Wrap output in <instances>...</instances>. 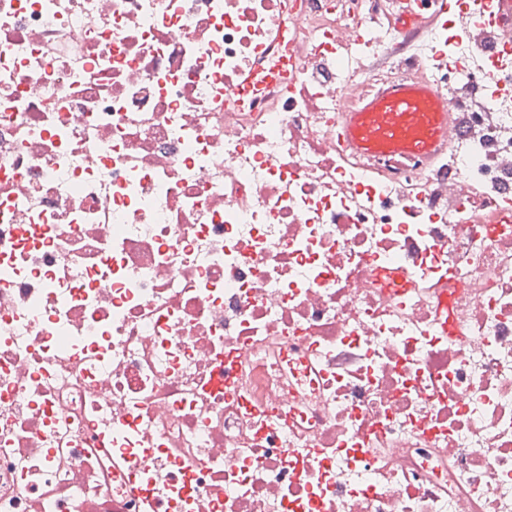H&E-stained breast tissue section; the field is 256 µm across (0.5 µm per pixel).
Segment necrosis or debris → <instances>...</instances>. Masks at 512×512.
<instances>
[{
    "label": "necrosis or debris",
    "mask_w": 512,
    "mask_h": 512,
    "mask_svg": "<svg viewBox=\"0 0 512 512\" xmlns=\"http://www.w3.org/2000/svg\"><path fill=\"white\" fill-rule=\"evenodd\" d=\"M388 2L0 0V512H512V50ZM416 3L417 1L415 0L412 4L405 7L394 2L395 9L400 20L405 16V19L409 21L410 24L414 25L420 32H427L435 26L438 17L437 15L421 14L417 10ZM448 95L426 79L392 83L341 112L338 140L345 150L378 154L383 138L394 159L432 157L448 146Z\"/></svg>",
    "instance_id": "4bbe7bcc"
}]
</instances>
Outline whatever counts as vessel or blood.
Listing matches in <instances>:
<instances>
[{"instance_id":"vessel-or-blood-1","label":"vessel or blood","mask_w":512,"mask_h":512,"mask_svg":"<svg viewBox=\"0 0 512 512\" xmlns=\"http://www.w3.org/2000/svg\"><path fill=\"white\" fill-rule=\"evenodd\" d=\"M498 39L512 43V0H496ZM448 97L431 82L393 83L362 97L357 108L339 116L338 140L350 152L388 150L396 159L434 156L448 145Z\"/></svg>"}]
</instances>
